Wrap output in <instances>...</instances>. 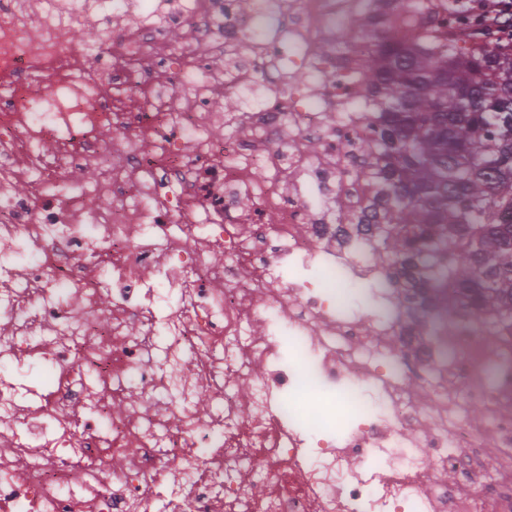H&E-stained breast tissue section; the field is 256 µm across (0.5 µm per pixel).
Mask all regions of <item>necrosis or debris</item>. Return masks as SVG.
I'll use <instances>...</instances> for the list:
<instances>
[{"mask_svg": "<svg viewBox=\"0 0 512 512\" xmlns=\"http://www.w3.org/2000/svg\"><path fill=\"white\" fill-rule=\"evenodd\" d=\"M345 2L0 0V363L60 373L34 402L0 376L5 512H157L167 499L173 512H477L488 496L512 512V336L462 319L439 360L387 312L374 253L337 231V195L365 206L336 152L337 134L363 128L323 116L360 93L366 45L323 46ZM260 13L279 38L259 46ZM90 23L109 46L76 40ZM179 26L195 39L169 42ZM258 84L268 92L247 109L194 119L216 90ZM88 164L97 182L67 179ZM101 194L110 208L90 209ZM285 340L345 427L298 431ZM165 364L194 373L207 409L176 396ZM133 386L142 402L113 415ZM489 433L504 450L493 460Z\"/></svg>", "mask_w": 512, "mask_h": 512, "instance_id": "obj_1", "label": "necrosis or debris"}]
</instances>
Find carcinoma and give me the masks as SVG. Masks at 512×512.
I'll use <instances>...</instances> for the list:
<instances>
[{
    "instance_id": "1",
    "label": "carcinoma",
    "mask_w": 512,
    "mask_h": 512,
    "mask_svg": "<svg viewBox=\"0 0 512 512\" xmlns=\"http://www.w3.org/2000/svg\"><path fill=\"white\" fill-rule=\"evenodd\" d=\"M369 0L360 96L369 134L337 136L357 162L396 288L446 292L476 322L512 328V42L493 12L454 0ZM365 210V211H367ZM365 211L353 215L357 223Z\"/></svg>"
}]
</instances>
